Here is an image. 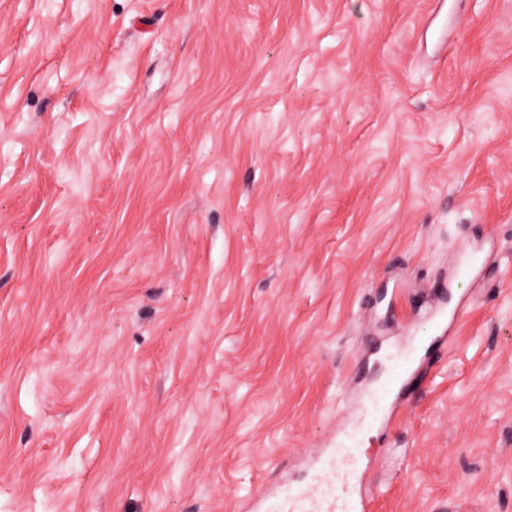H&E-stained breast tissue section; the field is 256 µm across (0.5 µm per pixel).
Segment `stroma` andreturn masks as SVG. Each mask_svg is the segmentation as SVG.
<instances>
[{
	"label": "stroma",
	"mask_w": 512,
	"mask_h": 512,
	"mask_svg": "<svg viewBox=\"0 0 512 512\" xmlns=\"http://www.w3.org/2000/svg\"><path fill=\"white\" fill-rule=\"evenodd\" d=\"M340 430L374 512H512V0H0V512H241Z\"/></svg>",
	"instance_id": "obj_1"
}]
</instances>
